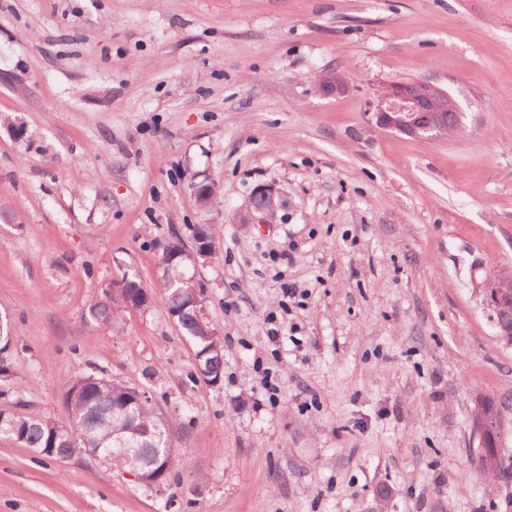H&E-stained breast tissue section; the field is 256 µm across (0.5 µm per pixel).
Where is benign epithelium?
<instances>
[{
    "label": "benign epithelium",
    "mask_w": 512,
    "mask_h": 512,
    "mask_svg": "<svg viewBox=\"0 0 512 512\" xmlns=\"http://www.w3.org/2000/svg\"><path fill=\"white\" fill-rule=\"evenodd\" d=\"M319 90L324 95H337L347 89L343 76L331 71L320 77ZM457 111L449 93L441 88L422 82H398L381 93L374 105L376 126L382 130L397 131L410 137L433 141L448 132L444 113ZM216 193L215 184L204 180L195 184L194 194L200 206L208 207ZM278 203L272 189L257 188L237 215L239 224H255L273 215ZM215 255V247L207 242L198 243L188 251L192 266L201 260H209ZM483 302L497 318L512 310V274L503 272L486 279L483 288ZM500 419L496 414H481L475 422V435L478 438V455L490 463L500 454L497 438Z\"/></svg>",
    "instance_id": "7a95c632"
}]
</instances>
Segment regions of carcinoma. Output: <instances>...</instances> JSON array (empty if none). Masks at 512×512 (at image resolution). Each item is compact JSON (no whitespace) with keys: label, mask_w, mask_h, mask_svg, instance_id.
Returning <instances> with one entry per match:
<instances>
[{"label":"carcinoma","mask_w":512,"mask_h":512,"mask_svg":"<svg viewBox=\"0 0 512 512\" xmlns=\"http://www.w3.org/2000/svg\"><path fill=\"white\" fill-rule=\"evenodd\" d=\"M161 264L164 279L160 284V293H145L141 288L138 292L143 294L146 306H151L155 299L160 298L166 312L178 313L175 323L195 350L197 376L216 384L224 374L223 338L215 334V328L209 321H199L194 308L190 306V291L195 288L191 277L187 276L175 282L174 286H168L170 276L182 273L190 266L186 246L181 239L176 237L164 247ZM116 305L126 306L125 297L109 285L88 306V319L98 325L110 326ZM16 339L10 325L1 323L0 381H7L14 374L12 348ZM129 392L130 387L126 384L103 376L90 374L71 379L66 382L64 393V401L72 417L71 425H60L45 416H23L0 411V435L9 434L50 459L81 455L88 448H111L120 438L136 436L141 443L144 471L148 479L157 481L156 487L160 488L176 465V457L166 452V448L170 447L168 439L159 440L154 436L160 418L153 413L151 403L130 409L127 416L121 413L129 400Z\"/></svg>","instance_id":"1"}]
</instances>
